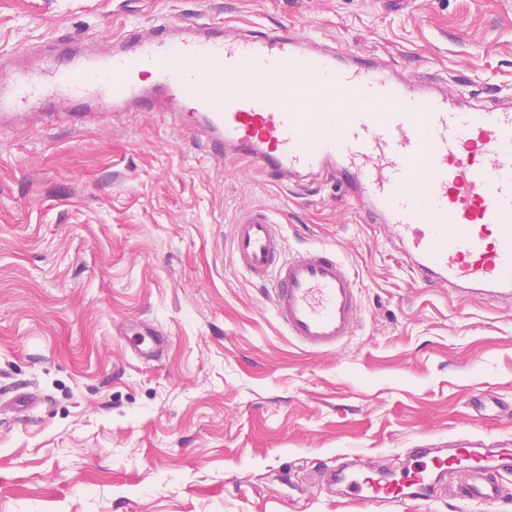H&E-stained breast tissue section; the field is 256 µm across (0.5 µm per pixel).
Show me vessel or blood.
Wrapping results in <instances>:
<instances>
[{
    "mask_svg": "<svg viewBox=\"0 0 512 512\" xmlns=\"http://www.w3.org/2000/svg\"><path fill=\"white\" fill-rule=\"evenodd\" d=\"M104 54L82 53L60 35L36 73L0 71V121L46 99L67 100V118L162 112L215 158L231 154L284 182L323 175L367 204L403 246L423 280L512 300V98L481 100L451 93L436 81L399 72L378 56L348 57L288 26L230 38L204 22L183 37L168 25L125 30ZM153 82H145V75ZM237 266L269 285L272 313L288 337L312 350H334L357 322L354 281L327 247L284 256L279 226L266 210L233 227ZM138 355L158 359L167 340L156 329L137 336ZM413 462L382 483L357 474L347 482L354 501L396 507L441 493L461 507L501 498L498 475L512 472V442L482 446L461 438L447 455L411 449ZM463 481L442 489L445 472Z\"/></svg>",
    "mask_w": 512,
    "mask_h": 512,
    "instance_id": "1",
    "label": "vessel or blood"
}]
</instances>
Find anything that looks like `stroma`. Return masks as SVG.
Here are the masks:
<instances>
[{"mask_svg":"<svg viewBox=\"0 0 512 512\" xmlns=\"http://www.w3.org/2000/svg\"><path fill=\"white\" fill-rule=\"evenodd\" d=\"M163 20L285 24L512 90V0H0V53L36 66L49 35L105 48ZM45 109L0 131V512H369L323 472L512 439L511 307L414 278L324 178L214 159L160 112L74 127ZM258 207L285 254L327 246L348 267L345 346L290 342L237 268L233 226ZM148 327L168 340L155 361L121 334ZM479 393L502 412L475 413Z\"/></svg>","mask_w":512,"mask_h":512,"instance_id":"obj_1","label":"stroma"}]
</instances>
